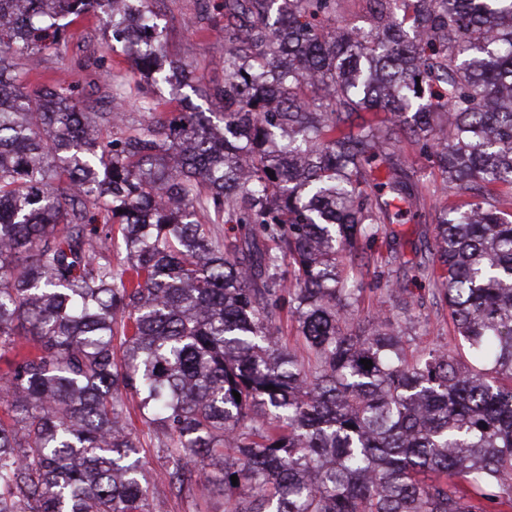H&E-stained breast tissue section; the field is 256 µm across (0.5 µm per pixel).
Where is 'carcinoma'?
<instances>
[{
  "mask_svg": "<svg viewBox=\"0 0 512 512\" xmlns=\"http://www.w3.org/2000/svg\"><path fill=\"white\" fill-rule=\"evenodd\" d=\"M160 2L0 0V512H153L128 395L226 512H512V0H222L205 89ZM87 14L130 63L110 112L24 84ZM407 146L463 352L356 318L361 244L422 199Z\"/></svg>",
  "mask_w": 512,
  "mask_h": 512,
  "instance_id": "obj_1",
  "label": "carcinoma"
}]
</instances>
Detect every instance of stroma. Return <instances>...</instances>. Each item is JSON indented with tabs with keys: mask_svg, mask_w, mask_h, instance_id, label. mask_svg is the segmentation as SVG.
Here are the masks:
<instances>
[{
	"mask_svg": "<svg viewBox=\"0 0 512 512\" xmlns=\"http://www.w3.org/2000/svg\"><path fill=\"white\" fill-rule=\"evenodd\" d=\"M205 6L204 0H162L160 11L162 21L170 32V49L181 56L193 68L200 86L210 87L224 80L220 55L224 49V34L220 29L202 30L194 18ZM95 26L94 20L78 22L71 27L64 63L47 60L43 70L30 73L25 83L29 89L47 84L70 88L82 107L107 112L112 108L99 85L100 72L93 57V44L89 36ZM440 174H433L423 191V198L417 213L407 214L400 224L395 225L398 250L403 260H414L422 243L425 230L424 217L432 212L435 205L443 202ZM387 238H378L367 245L365 251L374 259L364 278V292L358 307L360 321H367L378 300L384 299V284L388 273L376 259L386 254ZM407 288L414 300L408 313L403 315V325L408 336L420 345L435 344L456 349L459 339L448 320V309L435 302L427 281H410ZM137 431L145 449V462L153 480L162 488L163 494L153 502L154 512H224V499L215 496L213 500L202 501L195 492L181 491L170 483L172 460L167 449L162 448L157 437L148 435L145 426Z\"/></svg>",
	"mask_w": 512,
	"mask_h": 512,
	"instance_id": "stroma-1",
	"label": "stroma"
}]
</instances>
